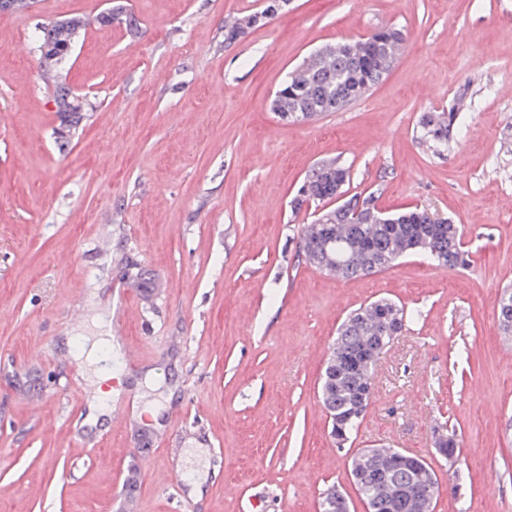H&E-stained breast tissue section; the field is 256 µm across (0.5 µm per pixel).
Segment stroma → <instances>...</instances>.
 Wrapping results in <instances>:
<instances>
[{
	"label": "stroma",
	"mask_w": 512,
	"mask_h": 512,
	"mask_svg": "<svg viewBox=\"0 0 512 512\" xmlns=\"http://www.w3.org/2000/svg\"><path fill=\"white\" fill-rule=\"evenodd\" d=\"M123 5L136 21L99 26ZM265 0H34L0 13V512H319L365 448L424 458L435 512H512V0H289L224 43ZM82 17L55 77L42 26ZM394 26L405 43L362 98L309 121L270 102L316 49ZM85 119L60 148L55 85ZM457 111L445 146L425 113ZM347 195L461 224L469 265L424 257L352 281L298 258L292 200L320 161ZM137 291L121 298L123 284ZM421 312L377 362L356 436L337 446L319 398L336 329L378 298ZM95 315L72 321L77 304ZM119 408L159 427L87 421L80 336L105 332ZM153 381H146L148 371ZM455 432L456 461L433 445ZM336 451L327 463L323 451ZM205 478L188 493L190 473ZM286 2L287 0H268L265 8L262 11L236 18L232 22H225L224 43L228 45L232 44L235 40H237L238 36L244 33L245 28L256 25L264 19L266 20L273 17L280 10L282 6L280 3L284 4ZM277 3H279L281 6L276 7ZM496 316L504 336L512 335V289H504L498 298Z\"/></svg>",
	"instance_id": "obj_1"
}]
</instances>
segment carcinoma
Masks as SVG:
<instances>
[{"mask_svg":"<svg viewBox=\"0 0 512 512\" xmlns=\"http://www.w3.org/2000/svg\"><path fill=\"white\" fill-rule=\"evenodd\" d=\"M267 0L265 8L224 23V43L230 45L244 29L279 12ZM79 18L56 21L43 28L41 64L48 71L70 53ZM405 41L396 27H382L360 40L325 46L308 55L282 81L272 109L289 122L313 119L334 112L331 102L351 104L382 80L390 70ZM56 105L60 128L69 143L82 119V105L69 88L57 90ZM463 125L459 112L430 114L423 122L424 138L436 145L448 143L450 127ZM350 181L349 169L335 161L317 167L303 183L305 195L296 196L294 209L315 205L321 208L314 221L300 231V253L310 266L350 281L384 271L406 256L421 254L434 265L459 270L468 263L462 229L447 218H437L418 207L398 212L382 210L372 194L353 196L334 207L336 185ZM404 306L387 298L375 300L350 313L337 329L321 383V400L330 425L340 424L343 440L357 433L370 404L375 356L383 352L402 332L407 316ZM499 328L512 335V289L503 290L497 301ZM399 448H374L358 452L351 460V475L363 502L375 512H419L424 485L418 475L433 473L420 457L403 464L395 461Z\"/></svg>","mask_w":512,"mask_h":512,"instance_id":"carcinoma-1","label":"carcinoma"}]
</instances>
